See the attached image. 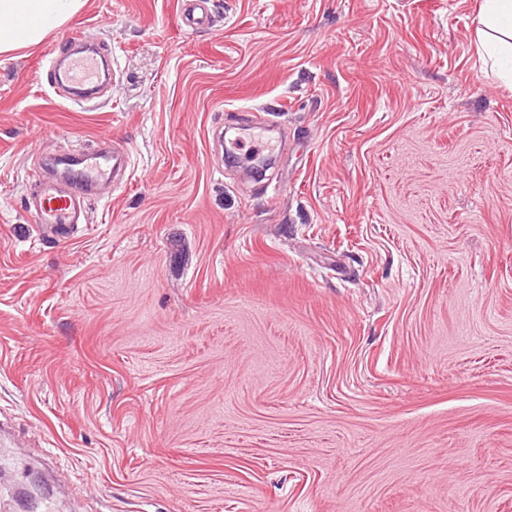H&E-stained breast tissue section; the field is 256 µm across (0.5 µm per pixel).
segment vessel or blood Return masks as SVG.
I'll use <instances>...</instances> for the list:
<instances>
[{
  "mask_svg": "<svg viewBox=\"0 0 512 512\" xmlns=\"http://www.w3.org/2000/svg\"><path fill=\"white\" fill-rule=\"evenodd\" d=\"M178 5L183 25L193 30L210 25L212 0H178ZM84 42V35L77 31L63 37L57 52L45 63L49 83L70 89L75 102L83 101L85 91L97 88L101 81L97 56L80 50ZM72 166V186L61 188L53 179L42 177L32 190L36 197L33 221L41 232L66 238L75 227L86 223L88 197L101 186L123 183L129 156L124 146L104 135L93 148L77 154Z\"/></svg>",
  "mask_w": 512,
  "mask_h": 512,
  "instance_id": "b4317fda",
  "label": "vessel or blood"
}]
</instances>
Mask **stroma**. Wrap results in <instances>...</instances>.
I'll use <instances>...</instances> for the list:
<instances>
[{
    "label": "stroma",
    "instance_id": "stroma-1",
    "mask_svg": "<svg viewBox=\"0 0 512 512\" xmlns=\"http://www.w3.org/2000/svg\"><path fill=\"white\" fill-rule=\"evenodd\" d=\"M481 0H83L0 56V512H512V85ZM112 52L76 106L38 71ZM125 185L37 235L48 159ZM179 20L192 30L210 25L212 20V0H178ZM72 161L77 187H58L49 177H39L33 190L36 203L33 221L40 232L68 238L78 224L87 222L86 201L104 185L122 184L128 167L126 148L108 136H101L96 145L77 154Z\"/></svg>",
    "mask_w": 512,
    "mask_h": 512
}]
</instances>
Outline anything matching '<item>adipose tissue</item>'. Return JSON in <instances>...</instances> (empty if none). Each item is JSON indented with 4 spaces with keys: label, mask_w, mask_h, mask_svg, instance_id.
I'll use <instances>...</instances> for the list:
<instances>
[{
    "label": "adipose tissue",
    "mask_w": 512,
    "mask_h": 512,
    "mask_svg": "<svg viewBox=\"0 0 512 512\" xmlns=\"http://www.w3.org/2000/svg\"><path fill=\"white\" fill-rule=\"evenodd\" d=\"M81 0H0V55L38 44ZM478 38L502 80L512 82V0H481Z\"/></svg>",
    "instance_id": "ef3b65f1"
}]
</instances>
